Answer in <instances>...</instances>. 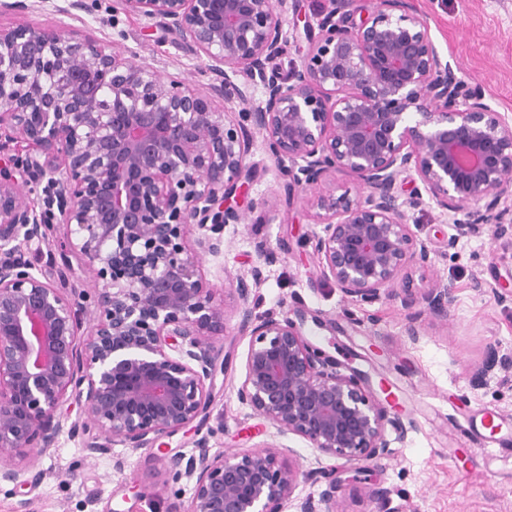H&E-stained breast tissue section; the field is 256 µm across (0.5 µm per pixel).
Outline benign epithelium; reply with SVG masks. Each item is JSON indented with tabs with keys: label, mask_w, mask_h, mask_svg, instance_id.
<instances>
[{
	"label": "benign epithelium",
	"mask_w": 512,
	"mask_h": 512,
	"mask_svg": "<svg viewBox=\"0 0 512 512\" xmlns=\"http://www.w3.org/2000/svg\"><path fill=\"white\" fill-rule=\"evenodd\" d=\"M77 10L94 5L71 0L52 29L0 27V484L13 493L41 483L29 459L64 435L91 456L151 449L209 415L226 307L200 267L224 255L227 225L246 223L233 201L254 145L320 227L299 238L320 278L353 305L400 303L414 343L425 322L452 323L456 287L427 277L436 252L408 209L442 210L445 251L488 228L512 235V115L453 69L416 0H332L285 74L272 63L294 37L288 0H113V16L160 24L205 62L202 91L117 49L121 30L110 46L81 33ZM339 173L357 195H336ZM405 174L422 185L406 199ZM70 253L90 290L50 281ZM262 282L256 267L228 290L249 337L237 398L273 440L213 453L208 433L189 455L160 449L168 475L194 481L170 512H342L344 470L321 458L377 460L388 432L408 433L364 371L306 338L317 315L257 311ZM496 368L512 371V354L491 347L471 381ZM287 436L315 465L283 458ZM303 482L319 490L296 494ZM369 496L396 512L389 488Z\"/></svg>",
	"instance_id": "1"
}]
</instances>
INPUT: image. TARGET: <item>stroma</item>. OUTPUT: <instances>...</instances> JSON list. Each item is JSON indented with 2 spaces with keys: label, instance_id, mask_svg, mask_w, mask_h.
Returning a JSON list of instances; mask_svg holds the SVG:
<instances>
[{
  "label": "stroma",
  "instance_id": "obj_1",
  "mask_svg": "<svg viewBox=\"0 0 512 512\" xmlns=\"http://www.w3.org/2000/svg\"><path fill=\"white\" fill-rule=\"evenodd\" d=\"M98 2L86 18V33L108 41L114 29L124 30L123 46L138 59L160 61L169 72L183 71L196 85L207 84L204 65L176 35L125 17L112 24V0ZM417 5L430 15L432 35L452 66L479 83L497 110L512 114V0H417ZM251 160L260 172L239 208L253 221L226 227L231 245L222 257L204 258L205 277L222 285L261 266L260 310L301 306L318 314L323 324L309 326L308 339L338 361L368 372L373 383H385L394 409L412 423L404 440L392 441L389 457L367 462L364 480L345 482L342 512H374L369 490L377 484L391 489V505L398 510L409 505L415 512H512V453L461 433L466 418L483 409L512 423V376L494 372L476 386L468 374L487 347L512 351V303L477 296L470 287L478 278L512 293V238L489 233L465 238L436 256L434 277L454 279L459 287L455 320L446 328L427 326L413 345L404 338L399 303L349 305L333 283L320 280L316 258L296 247L297 238L311 228L304 212L284 208L276 221L260 222L255 202L284 196L285 190L261 149H253ZM259 241L277 249L276 263L261 265ZM215 342L226 362L215 378L214 406L205 423L214 432L210 446L217 453L246 449L264 439L262 419L236 396L249 339L236 333L230 318ZM116 456L123 457V470L114 469ZM36 465L45 477L28 494L31 512H168L170 502L188 498L192 486L186 479L167 482L160 461L144 449L116 447L90 459L79 442L65 439ZM162 481L167 495H151V487Z\"/></svg>",
  "mask_w": 512,
  "mask_h": 512
}]
</instances>
